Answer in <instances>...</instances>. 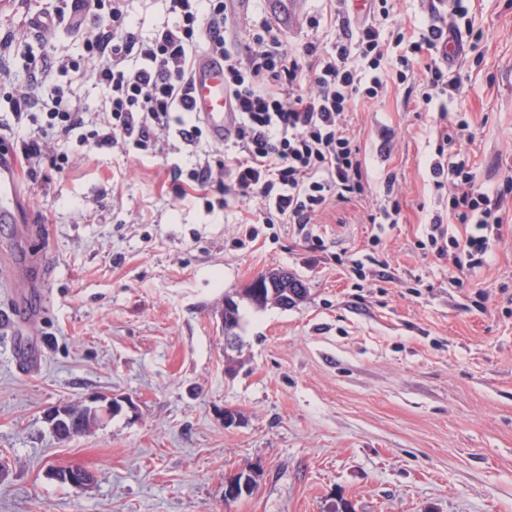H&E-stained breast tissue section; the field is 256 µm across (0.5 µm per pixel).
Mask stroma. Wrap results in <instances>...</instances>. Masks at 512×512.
Masks as SVG:
<instances>
[{
	"label": "stroma",
	"instance_id": "35a3bbf8",
	"mask_svg": "<svg viewBox=\"0 0 512 512\" xmlns=\"http://www.w3.org/2000/svg\"><path fill=\"white\" fill-rule=\"evenodd\" d=\"M472 22L484 57H460L450 110L472 118L468 152L492 183L512 166V0H474ZM27 81L22 55L0 63L11 145L7 98ZM437 119L394 85L348 114L370 175H395L402 220L379 235L369 206L336 205L315 250L290 224L237 246L239 212L164 188L169 165L223 145L126 158L56 135L69 165L22 177L32 221L0 223V512H512V223L461 275L423 244L448 198L429 175ZM344 250L369 255L361 282L337 264ZM280 267L305 299L242 307L225 359V294ZM91 395L132 405L55 436L45 412ZM60 464L93 485L47 479ZM249 470L257 492L225 503V476Z\"/></svg>",
	"mask_w": 512,
	"mask_h": 512
}]
</instances>
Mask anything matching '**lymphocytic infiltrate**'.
Segmentation results:
<instances>
[{"mask_svg": "<svg viewBox=\"0 0 512 512\" xmlns=\"http://www.w3.org/2000/svg\"><path fill=\"white\" fill-rule=\"evenodd\" d=\"M366 13L354 0H329L325 16L311 18L310 40L294 48L268 18L242 27L239 39L227 40L235 19L227 0H169L170 18L153 37L138 39L131 29L124 0H58L55 22L79 29L93 27L86 55L76 60L60 46L31 67L29 82L16 90L11 108L17 126L27 133L18 158L25 173L50 166L61 169L52 135L83 129L81 146L109 149L125 157L164 153L171 134L197 145L202 127L189 121L192 70L197 46L224 60V88L234 112L222 158H203L195 168L168 170L174 197L193 189L214 193L218 204L257 202L259 223L292 224L301 241L316 246L312 226L339 202H365L371 176L356 137L345 117L358 105L382 97L388 85L420 81L421 100L446 114L463 92L442 57L448 36H461L460 21L468 20L472 0H454L453 25L427 19L406 32L393 22L392 0H368ZM331 33L319 40V29ZM70 73V89L42 95L40 69ZM96 81L112 90V100L94 125H87L77 86ZM45 106L46 124L33 110ZM469 118L450 117L438 132L439 150L429 165L436 189L448 191V214L462 228L447 237L441 216L425 229L438 256L455 251L456 268L487 263L493 243L506 224L512 200V174L493 185L480 181L464 145L472 141Z\"/></svg>", "mask_w": 512, "mask_h": 512, "instance_id": "obj_1", "label": "lymphocytic infiltrate"}]
</instances>
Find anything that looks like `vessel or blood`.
Returning a JSON list of instances; mask_svg holds the SVG:
<instances>
[{
	"label": "vessel or blood",
	"instance_id": "vessel-or-blood-1",
	"mask_svg": "<svg viewBox=\"0 0 512 512\" xmlns=\"http://www.w3.org/2000/svg\"><path fill=\"white\" fill-rule=\"evenodd\" d=\"M300 0H269V12L281 28L293 25ZM191 109L206 124L215 143H223L232 123V107L224 91V63L207 52L194 61ZM18 169L12 159L0 157V223L22 224Z\"/></svg>",
	"mask_w": 512,
	"mask_h": 512
}]
</instances>
